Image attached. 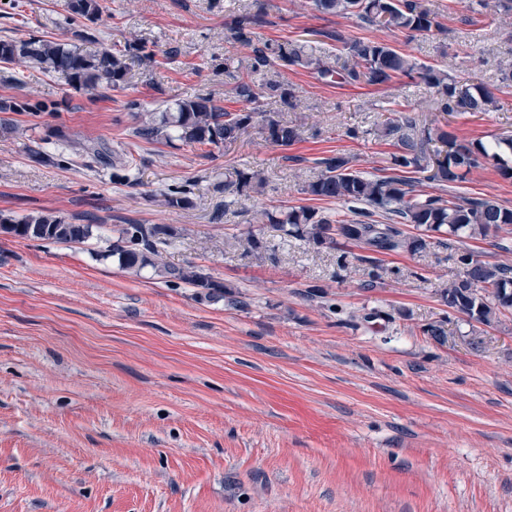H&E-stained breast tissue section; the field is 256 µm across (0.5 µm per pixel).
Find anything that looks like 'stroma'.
Returning <instances> with one entry per match:
<instances>
[{
	"mask_svg": "<svg viewBox=\"0 0 512 512\" xmlns=\"http://www.w3.org/2000/svg\"><path fill=\"white\" fill-rule=\"evenodd\" d=\"M103 3L107 17L78 43L65 0H0V39L93 52L140 38L159 60L147 70L129 59L128 88L96 99L62 74L0 66V98L58 105L0 112V213L97 227L72 246L0 233V512H512V315L484 325L449 308L442 292L460 272L452 250L317 247L253 218L259 205L312 204L348 218L344 204L313 202L304 188L337 153L364 175H389L395 148L374 129L398 112L465 143L512 138V85L502 82L512 16L479 0H429L446 28L437 35L378 30L310 0ZM260 8L256 43L339 28L483 84L498 107L446 117L420 80L353 86L299 68L281 74L295 108L260 104L299 126L291 146L269 144L256 127L225 148L133 136V98L161 112L209 92L227 111L244 110L224 57L245 62L251 50L229 25ZM56 126L132 154L136 171L117 181L102 166L58 165L45 142ZM236 170L264 172L263 194L226 191ZM186 181L196 184L190 204L167 206V187ZM418 191L512 209V175L486 163L464 182L424 181ZM121 224L177 228L163 262L198 266L223 297L104 258ZM249 230L265 257L237 243ZM438 324L442 340L424 335Z\"/></svg>",
	"mask_w": 512,
	"mask_h": 512,
	"instance_id": "obj_1",
	"label": "stroma"
}]
</instances>
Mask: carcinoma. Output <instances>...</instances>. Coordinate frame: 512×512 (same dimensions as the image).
Masks as SVG:
<instances>
[{
	"mask_svg": "<svg viewBox=\"0 0 512 512\" xmlns=\"http://www.w3.org/2000/svg\"><path fill=\"white\" fill-rule=\"evenodd\" d=\"M314 9L346 18L355 17L364 24L387 31L411 33L442 32L428 0H312ZM65 24L72 33L88 38L86 23H96L103 15L101 0H66ZM262 23L259 13H243L234 17L230 37L242 46L252 48L248 70H290L296 67L313 68L325 80H340L349 85H389L400 77H417L433 94L435 110L450 115L454 112H488L496 108L494 94L482 84L460 86L448 72L420 66L400 53L390 44L371 39H351L340 30L318 31L322 36L340 45L348 59L336 65L325 58H315L305 50V45L292 41L269 40L258 47L254 45L255 29ZM133 55L141 65L152 68L158 64L156 52L147 43L125 41L110 50L87 52L78 47L52 40L1 39L0 64H11L26 59L47 72L66 76L69 84L92 97H100L105 90L123 87L128 73L127 57ZM239 72L232 94L238 100L252 105L241 112H229L218 104L210 93L178 100L168 110L154 115L141 112V104L132 99L127 109L143 114L136 136L148 142L169 141L177 137L188 145L204 146L237 142L248 129L258 125L265 139L275 146L288 147L298 137V127L256 107L261 99L277 97L290 108L295 107L293 93L280 81L256 85L240 74L234 58H224V71ZM55 106L45 103L30 104L10 99H0V112H53ZM376 135L397 147L391 157L395 174L366 177L354 170L350 159L331 156L320 161L321 172L316 180L306 186V191L322 199H334L350 207L354 218L332 220L308 206H291L279 211H255L259 224H273L287 235L307 239L317 246H334L336 238L352 244H365L377 252L420 253L430 245V234L445 233L448 239L439 241L445 248L465 235L485 237L491 232L512 226V210L481 198L444 199L441 196L421 197L415 193V181L410 174H424V179L440 183H456L466 179L470 169L483 161H491L504 174L512 173L501 153V145L512 149V139L499 138L485 145L454 143L455 151L444 163L437 159L439 150L430 148L435 140L450 141L444 131H433L420 126L418 117L400 114L376 124ZM49 137L63 143L69 151L81 157L85 165L105 163L117 180H126L133 158L119 153L102 143L70 138L57 127ZM266 179L259 172L236 171L224 181V189L240 195H260ZM194 184L173 185L165 194L170 207H183L193 194ZM397 218V224L374 220L377 211ZM411 224L419 234L407 236L398 228ZM92 224H71L62 218L37 213L20 220L0 216V231L23 240L50 241L76 244L93 235ZM118 236L101 257H115L122 269L140 270L151 266L161 272L166 282L179 286L202 288L207 293L222 291L224 285L213 281L194 265L159 266L154 258L160 254L167 238L175 230L158 224H122ZM456 261L462 269L461 276L444 291L448 307L481 324H490L501 315L512 312V265L491 264L474 260L470 250L456 252Z\"/></svg>",
	"mask_w": 512,
	"mask_h": 512,
	"instance_id": "obj_1",
	"label": "carcinoma"
}]
</instances>
